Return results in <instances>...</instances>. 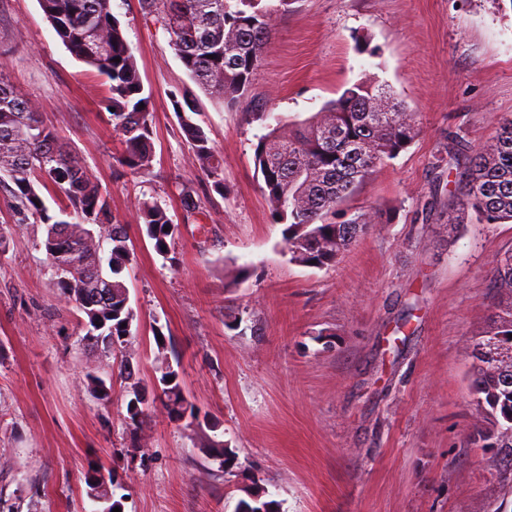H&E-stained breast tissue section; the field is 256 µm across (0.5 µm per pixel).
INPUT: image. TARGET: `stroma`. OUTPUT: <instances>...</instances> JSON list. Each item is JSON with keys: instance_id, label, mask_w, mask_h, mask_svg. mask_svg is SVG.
Here are the masks:
<instances>
[{"instance_id": "obj_1", "label": "stroma", "mask_w": 512, "mask_h": 512, "mask_svg": "<svg viewBox=\"0 0 512 512\" xmlns=\"http://www.w3.org/2000/svg\"><path fill=\"white\" fill-rule=\"evenodd\" d=\"M153 115L148 174L117 162L121 137L103 106L109 83L78 61L39 0H0V78L35 100L58 142L111 192L134 260L135 318L111 354L80 345L86 317L52 283L44 225L0 192V512H97L91 468L114 479L124 512H233L251 482L281 512H512L471 389L473 341L502 303L492 286L512 223L465 219L459 169L438 164L456 128L491 145L512 116V0H293L262 67L234 107L187 74L140 0H111ZM358 81L383 84L419 136L381 165L337 218L380 210L336 265L289 260L254 166L265 114L302 120ZM223 163L215 191L195 162L174 100ZM199 208L186 212L184 194ZM161 206L176 231L163 258L140 218ZM176 362L194 420L157 398ZM130 366L125 379L120 365ZM105 374L107 397L88 376ZM138 381L148 405L131 425ZM235 455L221 468L204 422Z\"/></svg>"}]
</instances>
